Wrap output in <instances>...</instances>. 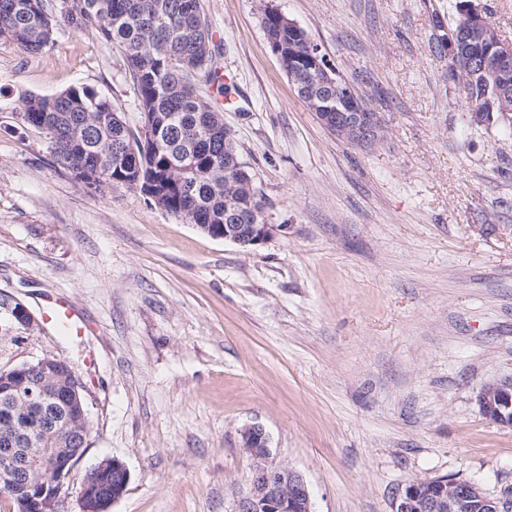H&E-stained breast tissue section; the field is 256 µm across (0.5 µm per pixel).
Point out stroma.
<instances>
[{"mask_svg":"<svg viewBox=\"0 0 512 512\" xmlns=\"http://www.w3.org/2000/svg\"><path fill=\"white\" fill-rule=\"evenodd\" d=\"M228 102L207 84L266 223L245 250L59 168L24 98L89 86L139 127L119 50L59 29L29 56L0 44V291L39 312L70 303L83 336L49 325L0 342V367L46 354L85 370L90 444L130 473L110 512H237L261 425L315 512H394L414 479L512 488V427L481 413L512 379V123L475 127L433 21L456 0H201ZM273 8L305 29L382 120L360 148L321 126L272 53Z\"/></svg>","mask_w":512,"mask_h":512,"instance_id":"stroma-1","label":"stroma"}]
</instances>
